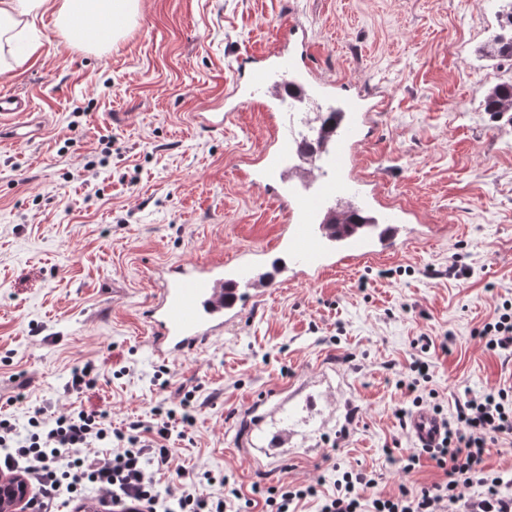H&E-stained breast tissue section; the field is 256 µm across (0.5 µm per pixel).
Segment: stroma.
I'll return each mask as SVG.
<instances>
[{
  "label": "stroma",
  "instance_id": "1",
  "mask_svg": "<svg viewBox=\"0 0 512 512\" xmlns=\"http://www.w3.org/2000/svg\"><path fill=\"white\" fill-rule=\"evenodd\" d=\"M496 0H140L112 49L65 42L46 7L28 39L38 52L0 73V92L29 96L45 129L0 142V413L27 434L34 409L108 410L113 426L156 425L194 389L195 421L172 432L173 464L205 497L230 478L244 496L287 481L333 493L348 469L376 490L445 482L395 411L419 334L433 336L425 404L451 418L465 391L512 385V356L477 331L512 302V124L483 92L512 80V61L479 49L498 27ZM305 24L311 64L337 95L364 88L376 110L360 153L355 203L377 192L406 208L393 253L275 288L197 354L166 362L143 312L158 272L271 249L278 204L245 175L268 118L242 105L223 128L238 61L278 45L288 16ZM459 261L465 270L450 276ZM97 384L67 393L74 368ZM167 373L168 387L157 376ZM283 393L269 427L288 425L287 457L243 447L253 400Z\"/></svg>",
  "mask_w": 512,
  "mask_h": 512
}]
</instances>
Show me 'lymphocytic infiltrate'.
I'll return each mask as SVG.
<instances>
[{
  "instance_id": "1",
  "label": "lymphocytic infiltrate",
  "mask_w": 512,
  "mask_h": 512,
  "mask_svg": "<svg viewBox=\"0 0 512 512\" xmlns=\"http://www.w3.org/2000/svg\"><path fill=\"white\" fill-rule=\"evenodd\" d=\"M28 435L17 434L9 419L0 418V474L20 475L33 489L27 504L33 512H57L61 493L80 500L87 485L112 502H135L145 512H232L242 493L233 488L221 496L201 497L181 488L172 507L159 510V497L148 463L168 466L166 442L173 424L190 426V414L166 412L150 437L140 435L141 422L114 428L107 411L34 415ZM512 438V390L465 393L455 405L434 448L429 449L446 482L410 492L400 488L391 497L368 498L376 480L362 471L344 472L335 495L320 497L319 512H512V484L485 466V457L499 440ZM478 488L464 499L462 491Z\"/></svg>"
}]
</instances>
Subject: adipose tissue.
<instances>
[{
	"mask_svg": "<svg viewBox=\"0 0 512 512\" xmlns=\"http://www.w3.org/2000/svg\"><path fill=\"white\" fill-rule=\"evenodd\" d=\"M139 0H58L56 24L69 40L95 38L109 47L123 35L138 11ZM46 0H0V73L11 70L14 41L40 18Z\"/></svg>",
	"mask_w": 512,
	"mask_h": 512,
	"instance_id": "adipose-tissue-1",
	"label": "adipose tissue"
}]
</instances>
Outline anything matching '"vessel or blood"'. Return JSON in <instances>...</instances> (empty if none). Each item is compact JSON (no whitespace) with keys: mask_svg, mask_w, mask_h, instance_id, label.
Masks as SVG:
<instances>
[{"mask_svg":"<svg viewBox=\"0 0 512 512\" xmlns=\"http://www.w3.org/2000/svg\"><path fill=\"white\" fill-rule=\"evenodd\" d=\"M246 75V92L267 111H282L299 87L297 65L285 54L265 66L240 61ZM29 97L0 94V126L11 127L12 139L24 141L25 133L13 117L32 111ZM367 114L346 102L337 114L335 130L315 153L304 154L299 138L278 129L274 148L263 157L264 189L288 220L282 239L283 253L274 258L269 271L249 259L227 262L189 263L164 279L145 310L149 345L162 360L199 351L224 333L239 318L238 302L268 294L299 275H320L325 269L348 265L362 257L386 252L407 234L393 214L376 216L374 226L339 230L334 221L350 205L357 153L366 142ZM406 426L418 447H433L443 423L431 413L411 414Z\"/></svg>","mask_w":512,"mask_h":512,"instance_id":"b4317fda","label":"vessel or blood"}]
</instances>
